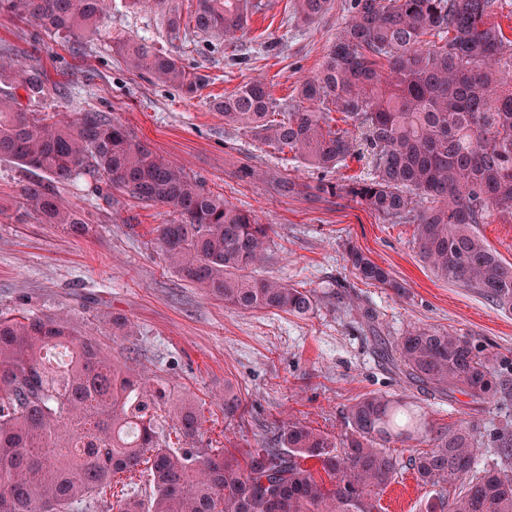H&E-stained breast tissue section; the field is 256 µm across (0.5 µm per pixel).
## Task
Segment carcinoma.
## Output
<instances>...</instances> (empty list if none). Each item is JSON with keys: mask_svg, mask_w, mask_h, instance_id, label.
Here are the masks:
<instances>
[{"mask_svg": "<svg viewBox=\"0 0 512 512\" xmlns=\"http://www.w3.org/2000/svg\"><path fill=\"white\" fill-rule=\"evenodd\" d=\"M104 0H0V13L70 42L99 33ZM331 0H295L311 23ZM495 0H349V18L320 69L286 110L255 80L214 104L224 123L322 176L370 157L368 178L321 183L389 224L414 225L421 260L440 278L476 288L512 311V264L476 225L490 213L512 218V36L488 21ZM262 0H198L190 22L171 8L170 43L187 31L236 44ZM126 65L191 97L209 76L145 39L112 38ZM25 92L27 104L17 90ZM55 93L36 68L0 64V159L35 174L23 206L74 236L93 231L64 207L55 185L89 176L146 205L177 215L157 227L169 265L239 310L307 315L317 292L245 271L265 259L269 225L236 208L206 182L154 154L104 112L74 121L33 107ZM339 117H331L332 113ZM358 277L402 285L364 251L351 248ZM415 385L478 400L497 394L488 359L468 336L419 327L394 345ZM241 409L224 385V419ZM175 421L172 448L161 415ZM345 432L331 438L295 422L272 445L242 456L192 446L199 408L174 400L97 340L60 317L0 313V512H88L120 473L150 472L153 493L119 501L118 512H382L381 494L400 462L387 445L429 442L410 464L432 488L422 512H512V430L483 442L461 424L433 433L421 407L366 394L349 404Z\"/></svg>", "mask_w": 512, "mask_h": 512, "instance_id": "obj_1", "label": "carcinoma"}]
</instances>
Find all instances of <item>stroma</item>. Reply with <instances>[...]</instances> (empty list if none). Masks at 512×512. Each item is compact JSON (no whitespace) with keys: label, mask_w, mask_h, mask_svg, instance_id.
I'll return each instance as SVG.
<instances>
[{"label":"stroma","mask_w":512,"mask_h":512,"mask_svg":"<svg viewBox=\"0 0 512 512\" xmlns=\"http://www.w3.org/2000/svg\"><path fill=\"white\" fill-rule=\"evenodd\" d=\"M237 45L188 35L167 40L166 18L151 4L133 8L106 0L108 35L76 43L37 37L34 24L0 13V53L44 71L58 87L45 109L66 119L95 108L122 124L157 155L205 180L212 191L270 225L267 261L258 276L316 290L306 316L240 311L183 280L166 262L155 229L169 223L166 207L146 206L120 192L99 198L93 181L62 186L94 232L77 237L27 214L20 194L29 178L0 160V311L62 316L97 338L172 398L201 410V448L242 454L268 446L278 428L300 422L332 436L344 412L369 393L400 395L421 406L434 430L467 422L478 438L512 426V312L478 290L452 283L425 266L409 224H388L349 197L317 192L319 175L290 156L225 125L212 101L259 79L282 104L315 73L347 19L348 0L309 25L297 23L293 0H265ZM115 35L142 38L209 77L189 98L156 77L132 70L112 51ZM254 169L239 179V168ZM288 178L293 189L278 192ZM390 271L403 292L359 279L349 247ZM120 314L135 335L113 339L104 314ZM435 326L472 338L489 357L502 395L488 403L417 389L390 361L407 331ZM242 399L224 419V387ZM428 490L402 469L382 496L385 512H418Z\"/></svg>","instance_id":"35a3bbf8"}]
</instances>
